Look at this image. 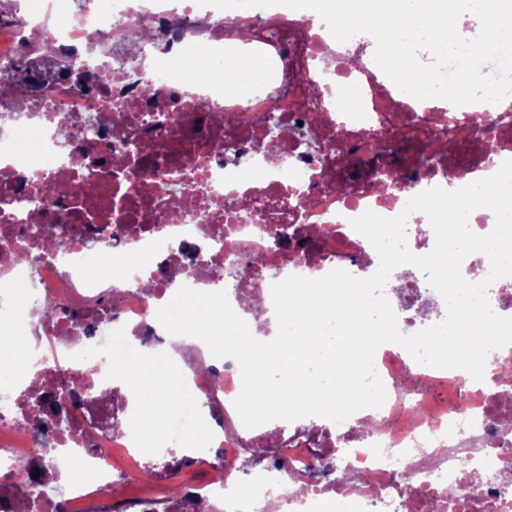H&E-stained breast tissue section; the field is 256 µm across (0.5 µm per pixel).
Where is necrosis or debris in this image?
<instances>
[{
  "label": "necrosis or debris",
  "instance_id": "4bbe7bcc",
  "mask_svg": "<svg viewBox=\"0 0 512 512\" xmlns=\"http://www.w3.org/2000/svg\"><path fill=\"white\" fill-rule=\"evenodd\" d=\"M142 29L162 51L135 48ZM243 44L274 74L233 94L222 60ZM370 44L347 47L285 6L227 14L196 0H43L37 12L0 14V59L27 51L61 66L22 87V112L0 113V306L34 299L18 320L34 350L0 385V512L27 487L21 464L46 447L82 469L47 512H100L107 499L108 512H310L322 499L347 512H512V344L494 350L480 382L382 344L381 407L337 433L313 423L277 436L243 424L233 358L157 320L175 290L221 285L234 312L268 333L273 284L378 270L353 218L406 214L408 249L428 254L434 231L406 212L409 199L512 160V96L449 110L416 103ZM349 52L356 64L337 70ZM269 116L280 126L274 164L260 147ZM384 158L401 181L377 182ZM338 173L349 177L342 195L329 181ZM283 202L300 221L279 249ZM120 345L177 363L205 409L210 448L170 466L148 495L135 491L153 461L124 425L138 406L114 375ZM253 448L266 458L243 464ZM219 461L222 479L187 475Z\"/></svg>",
  "mask_w": 512,
  "mask_h": 512
}]
</instances>
